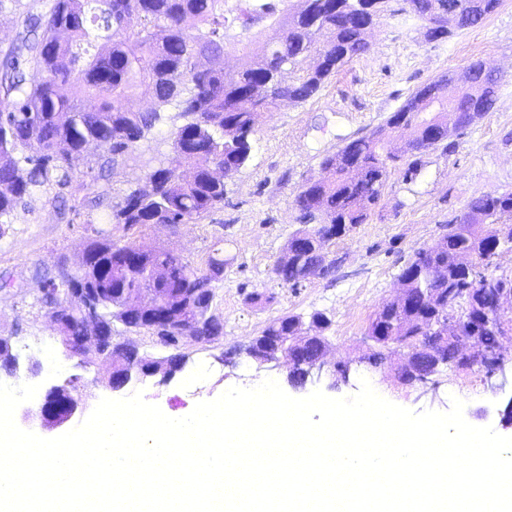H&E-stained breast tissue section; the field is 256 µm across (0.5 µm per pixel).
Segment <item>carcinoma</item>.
Instances as JSON below:
<instances>
[{"label":"carcinoma","mask_w":512,"mask_h":512,"mask_svg":"<svg viewBox=\"0 0 512 512\" xmlns=\"http://www.w3.org/2000/svg\"><path fill=\"white\" fill-rule=\"evenodd\" d=\"M279 0H49L40 14L22 20V32L0 57V218L26 204L35 189L54 191L66 204L80 159L96 171L93 181L107 180L116 165L130 159L155 126L160 108L175 106L183 123L170 138L171 151L188 174L164 159L148 166L145 186L135 185L112 204L111 224L92 226L82 265L73 273L60 265L45 275L50 288H98L108 303L101 309L106 333L118 336L140 325L142 316L127 315L126 303L147 291L164 296L152 309L171 322V333L198 314L194 294L211 288L224 273V252L217 248L195 267L181 255L148 246L138 237L156 224H199L224 205V179L238 172L251 153V136L264 115L283 100L306 101L348 60L368 50L364 0H293L288 11ZM402 10L425 23L429 39L440 38L434 21L448 13V0H403ZM500 5V0H456L454 28L475 27ZM138 23L129 25L131 16ZM262 28L266 40L255 45L252 29ZM240 54L245 63L226 70L217 62ZM43 73L28 83L26 67ZM472 93L458 105V129L464 130L491 110L495 92L482 61H472ZM293 74L285 82L282 73ZM67 86L71 94L59 93ZM148 95L157 105L150 112L129 108L132 98ZM440 147L448 153V86L436 79L413 92L386 120L385 128L353 139L321 162L323 175L301 186L295 206L302 219L314 220L288 240L272 273L295 287L309 272L324 275L326 247L332 238L325 226L345 236L366 223L382 195L394 164L407 156L404 178L414 173L413 156ZM29 165L19 173L17 154ZM124 238H114V228ZM512 230V191L472 198L448 225V232L417 250L398 280L410 304L385 301L367 332L392 339L419 336L421 343L449 356L457 353L479 325L480 310L460 304H433L422 299L431 292L475 288L500 301L490 306L496 322L512 328V274L497 273L503 246L498 233ZM70 350L82 351L89 333L74 304L56 310ZM444 324L442 343L431 323ZM322 331L331 319L320 311L309 322L282 315L259 332L261 341L292 336L296 384L319 352L297 345L304 326ZM500 329H481L470 365L485 364L495 352ZM18 360L10 340L0 338V373L11 375ZM133 360L112 346V373L118 376Z\"/></svg>","instance_id":"1"}]
</instances>
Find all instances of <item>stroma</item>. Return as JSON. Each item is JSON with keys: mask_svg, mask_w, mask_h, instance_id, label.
<instances>
[{"mask_svg": "<svg viewBox=\"0 0 512 512\" xmlns=\"http://www.w3.org/2000/svg\"><path fill=\"white\" fill-rule=\"evenodd\" d=\"M47 0H0V49L16 38L21 19L44 12ZM365 38L370 49L340 67L321 90L304 102L285 101L271 112L252 137L246 164L225 181L224 205L202 223L176 227L155 225L146 241L202 263L213 249L224 251V279L217 285L215 304L224 319L220 346L189 347L184 368L169 381L147 378L130 383L128 392L143 390L148 402L172 417L188 415L195 404L217 398L233 386L252 387L271 378L289 396L303 398L321 390L331 398L357 392L361 379L389 401L414 410H448L452 397L464 400V417L477 427L503 428L501 412L512 400V385L492 388L481 367L442 368L427 386L407 387L397 378V360L367 362L363 342L368 324L381 303L399 289L398 275L418 249L432 243L451 219L475 196L512 190V0L477 27L456 30L428 40L424 24L402 11L399 0L381 14ZM475 60L499 70L493 108L478 123L463 130L453 152L421 151L413 179L393 171L380 204L367 223L358 225L328 249L335 265L298 287L282 285L272 274L275 260L299 227L294 199L305 180L321 176V161L345 142L384 125L418 88L450 71L459 72ZM142 163L117 166L107 182L91 184L85 165H78L71 192L83 198L95 192L92 211L97 224L109 221L111 206L130 183L142 179ZM6 221L0 237V276L10 289H0V337L11 338L22 360L40 363L43 381L80 376V390L89 405L107 397L103 361L82 368L67 357L47 318L33 308L42 281L39 271L52 269L66 257L78 269L87 232L82 221L68 224L58 214L52 192L40 189L26 206ZM268 301L247 304L252 292ZM324 312L331 320L330 360L347 362L348 381L330 386L328 380L292 386L286 368H261L237 352L239 346L271 320L294 313ZM231 352L228 361L219 355Z\"/></svg>", "mask_w": 512, "mask_h": 512, "instance_id": "1", "label": "stroma"}]
</instances>
